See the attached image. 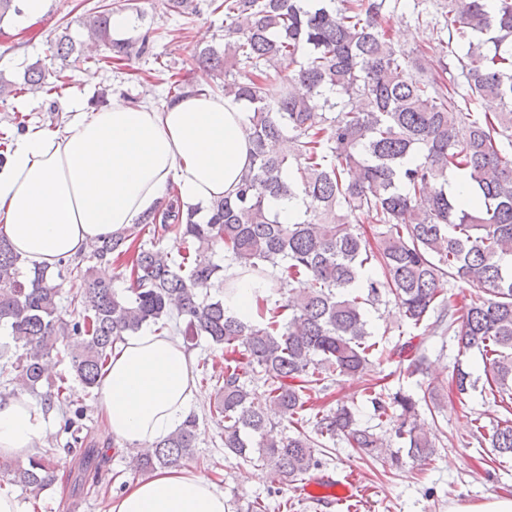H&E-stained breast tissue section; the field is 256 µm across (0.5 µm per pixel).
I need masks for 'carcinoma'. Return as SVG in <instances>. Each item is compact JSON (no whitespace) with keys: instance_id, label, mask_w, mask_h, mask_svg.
Wrapping results in <instances>:
<instances>
[{"instance_id":"cac0c4a2","label":"carcinoma","mask_w":512,"mask_h":512,"mask_svg":"<svg viewBox=\"0 0 512 512\" xmlns=\"http://www.w3.org/2000/svg\"><path fill=\"white\" fill-rule=\"evenodd\" d=\"M400 0H166L167 12L188 18L210 10L224 14V44L195 48L194 77L176 79L165 96L172 106L187 96L221 93L245 105L251 164L233 197L182 211L172 201L147 216L143 227L170 234L185 245L175 259L138 236L112 234L96 248L99 260L115 259L128 273V293L97 278L93 268L56 271L25 267L0 236V326L12 342L0 343V360L11 367L13 393H34L47 409L59 404L62 431L80 441L72 389L65 381L39 391L43 359H69L86 391L98 385L113 346L143 326L172 333L184 343L204 337L224 347V367L201 373L215 382L212 417L224 422V450L261 462L283 480L296 482L328 464L327 443L347 441L361 458L378 454L382 442L358 424L347 405L310 410L311 393L334 376L358 377L383 357H397L410 375L423 371L425 356L412 342L397 351L379 348L368 329V308L394 301L406 324L432 316L447 325L459 348L481 356L497 392L512 396V0H437V15L416 0L417 22H431V50L407 51L389 37L384 21ZM112 9L92 8L81 22L116 62L148 53L146 39H116ZM85 40L64 27L50 45V64L25 68L23 90L44 91L49 65L87 61ZM290 74L282 75L283 68ZM450 79L424 78L427 70ZM497 103L475 112V101ZM288 140V151L278 143ZM465 180L456 196L448 175ZM303 196L306 209L283 224L268 209L272 199ZM205 213V220L198 219ZM366 224L383 230L371 239ZM224 259L239 275L263 279L278 270L275 288L288 299L243 321L203 290L224 279ZM76 275L69 317L61 315L58 288ZM308 281V287L295 284ZM479 289L457 307L448 286ZM261 369L265 403L249 390ZM475 389L471 372L457 365L450 380L433 381L421 399L374 383L363 389L372 419L390 426L403 457L425 462L435 438L418 424L419 402L438 408L439 391ZM279 416L292 432L276 429ZM199 418L191 413L172 433L145 444L139 472L179 469L193 455ZM490 443L512 458V420L492 428ZM50 449L27 461L0 462V485L21 487L37 499L51 486ZM84 482L94 489L106 459L87 443L79 449Z\"/></svg>"}]
</instances>
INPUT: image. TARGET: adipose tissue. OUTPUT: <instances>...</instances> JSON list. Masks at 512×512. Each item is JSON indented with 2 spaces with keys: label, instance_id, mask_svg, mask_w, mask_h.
I'll list each match as a JSON object with an SVG mask.
<instances>
[{
  "label": "adipose tissue",
  "instance_id": "1",
  "mask_svg": "<svg viewBox=\"0 0 512 512\" xmlns=\"http://www.w3.org/2000/svg\"><path fill=\"white\" fill-rule=\"evenodd\" d=\"M247 122L242 103L202 93L164 112L115 100L60 131L28 129L0 164V233L29 268L51 270L136 227L170 188L186 207L235 194L250 163ZM200 398L184 347L145 327L113 351L96 405L108 434L132 455L178 428ZM43 434V414L26 396L0 397V459L28 456ZM108 512L226 505L205 476L160 470L132 483Z\"/></svg>",
  "mask_w": 512,
  "mask_h": 512
}]
</instances>
